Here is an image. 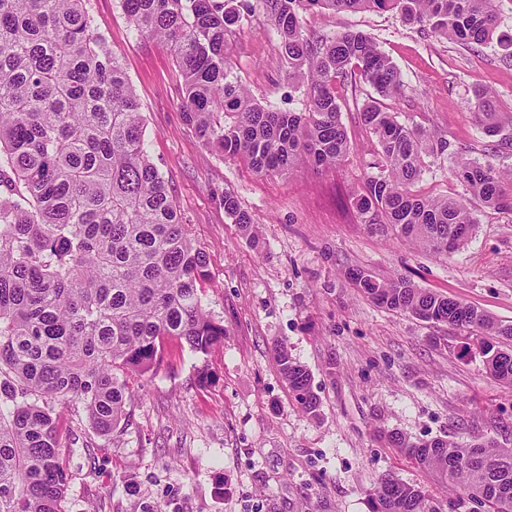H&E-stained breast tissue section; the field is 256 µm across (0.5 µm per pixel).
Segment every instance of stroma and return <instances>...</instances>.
<instances>
[{
    "mask_svg": "<svg viewBox=\"0 0 512 512\" xmlns=\"http://www.w3.org/2000/svg\"><path fill=\"white\" fill-rule=\"evenodd\" d=\"M87 7L122 56L146 116L150 159L208 256L202 303L226 336L207 355L166 342L160 369L133 382L126 418L109 437L95 436L84 416L69 418L80 442L63 457L64 512H371L386 475L444 502L455 488L394 447L390 434L512 448V386L486 374L476 338L380 307L347 276L359 269L403 278L512 323V211L472 203L476 231L451 255L361 224L352 196L376 173L377 143L343 86L336 92L349 157L320 171L301 165L257 176L203 145L185 122L168 46L134 31L120 0ZM303 21L311 35L373 38L404 82L387 102L401 123L436 132L463 157L512 166V146L488 136L467 107L483 86L512 110V49L440 39L387 12H308ZM278 44L263 12L251 13L228 40L233 70L255 98L303 111L304 89L289 82ZM453 170L449 154L428 158L415 193L464 195ZM228 194L252 215L258 243L225 213ZM281 342L311 375L316 415L299 408L280 373ZM88 439L91 457L81 446Z\"/></svg>",
    "mask_w": 512,
    "mask_h": 512,
    "instance_id": "obj_1",
    "label": "stroma"
}]
</instances>
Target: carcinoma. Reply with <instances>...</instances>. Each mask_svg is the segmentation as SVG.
Masks as SVG:
<instances>
[{
	"mask_svg": "<svg viewBox=\"0 0 512 512\" xmlns=\"http://www.w3.org/2000/svg\"><path fill=\"white\" fill-rule=\"evenodd\" d=\"M87 0H0V512H63L61 465L69 435L61 411L82 412L100 436L125 416L131 378L157 370L167 339L194 353L224 345V325L202 304L208 257L190 237L146 149L141 104L120 54L95 28ZM500 0H121L130 26L165 43L183 80L181 110L206 146L259 176L335 166L353 151L336 85L369 84L358 108L378 145L379 174L354 194L361 223L386 227L437 253L463 248L476 229L468 200L412 190L426 159L448 142L411 127L381 99L401 74L363 32L311 37L302 13L382 11L450 41L482 45L499 27ZM264 11L288 78L307 77L302 112L255 99L234 74L226 34ZM485 133L512 127L493 93L467 102ZM455 174L487 207L512 211V167L456 157ZM224 212L251 240L257 225L231 195ZM349 278L376 304L481 334L486 373L512 385V323L403 279ZM277 362L300 408L319 402L308 370L285 344ZM423 469L458 490L443 510L425 490L386 476L371 512H512V448L472 440L414 445L393 436Z\"/></svg>",
	"mask_w": 512,
	"mask_h": 512,
	"instance_id": "carcinoma-1",
	"label": "carcinoma"
}]
</instances>
